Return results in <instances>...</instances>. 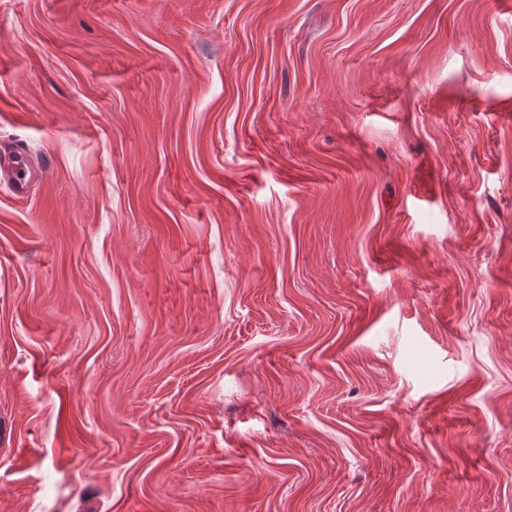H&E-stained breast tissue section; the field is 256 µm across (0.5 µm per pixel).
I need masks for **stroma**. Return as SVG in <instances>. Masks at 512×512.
Masks as SVG:
<instances>
[{"mask_svg":"<svg viewBox=\"0 0 512 512\" xmlns=\"http://www.w3.org/2000/svg\"><path fill=\"white\" fill-rule=\"evenodd\" d=\"M0 512H512V0H0ZM0 171L3 177L11 182L17 193L23 194L27 191L31 175L29 176V171L25 164L17 162L16 165L8 164L7 167L4 165L0 167Z\"/></svg>","mask_w":512,"mask_h":512,"instance_id":"1","label":"stroma"}]
</instances>
